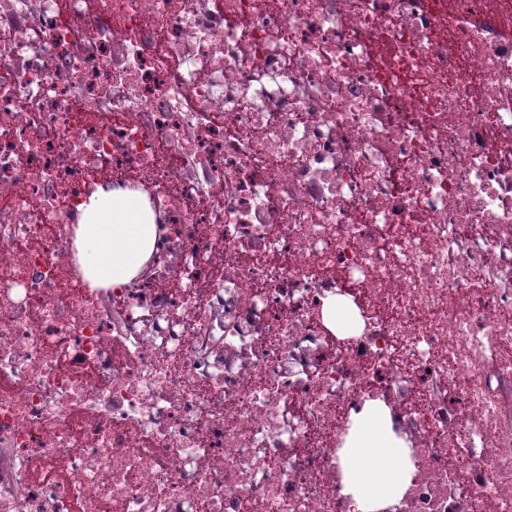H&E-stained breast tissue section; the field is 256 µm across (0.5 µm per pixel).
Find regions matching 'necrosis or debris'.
<instances>
[{"label":"necrosis or debris","mask_w":512,"mask_h":512,"mask_svg":"<svg viewBox=\"0 0 512 512\" xmlns=\"http://www.w3.org/2000/svg\"><path fill=\"white\" fill-rule=\"evenodd\" d=\"M372 404L377 512H512V0H0V512H356ZM76 248L93 287L127 284L156 243L155 212L147 197L98 185L79 206ZM383 416L377 410H370L364 415L357 434L346 448L349 455L357 458L376 456L382 449H391L381 431ZM406 473L401 470L385 472L357 470L352 473V485L358 509L368 512L371 504L396 494L405 484Z\"/></svg>","instance_id":"4bbe7bcc"}]
</instances>
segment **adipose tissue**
<instances>
[{
  "instance_id": "1",
  "label": "adipose tissue",
  "mask_w": 512,
  "mask_h": 512,
  "mask_svg": "<svg viewBox=\"0 0 512 512\" xmlns=\"http://www.w3.org/2000/svg\"><path fill=\"white\" fill-rule=\"evenodd\" d=\"M156 224L147 198L96 186L79 207L76 231L78 257L91 286H120L136 276L154 249ZM382 420L377 410L365 414L347 449L349 455L375 456L387 448ZM405 481V472L396 469L354 471L352 485L360 512H369L373 503L396 494Z\"/></svg>"
}]
</instances>
